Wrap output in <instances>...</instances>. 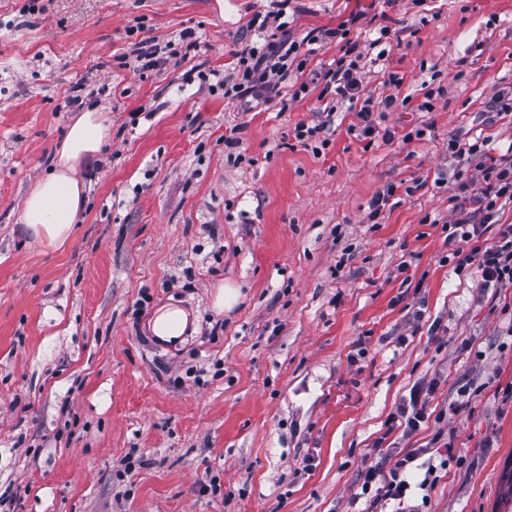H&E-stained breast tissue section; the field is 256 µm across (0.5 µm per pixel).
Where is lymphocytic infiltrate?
<instances>
[{
	"mask_svg": "<svg viewBox=\"0 0 512 512\" xmlns=\"http://www.w3.org/2000/svg\"><path fill=\"white\" fill-rule=\"evenodd\" d=\"M286 9L265 15H255L251 26L265 33L263 46H244L236 51V62L230 74L221 80L225 98L247 104L265 105L279 94V86L288 79L289 71L309 73V81L301 82L297 95H307L310 85L320 86L321 96H333V104L327 105V112H336L338 105H346L355 120L348 126L349 131L360 137L370 138L380 134L382 141H391V131H378L376 109L392 108L395 96L381 100L363 92V73L358 65L362 57L359 42L349 40L346 26L324 30L325 38L342 39L341 54L323 70L310 69L309 53L301 52L300 45L290 38ZM448 149L457 157H469L477 162L481 175L478 188H471L469 182H461L460 190H473V203L496 206L499 199L512 200V157L494 158L479 155L476 145L461 147L458 141H450ZM458 217L454 222L460 231L462 242L468 243V250H455L457 269L477 265L483 287L500 288L512 285V224L501 225L497 240L490 246H480L486 227L478 221L475 212L467 211L464 203L453 206ZM416 453L405 454L390 468L372 466L359 476L360 495L369 499L372 506H394L395 512H419L418 507H406L405 500L415 477L413 463Z\"/></svg>",
	"mask_w": 512,
	"mask_h": 512,
	"instance_id": "lymphocytic-infiltrate-1",
	"label": "lymphocytic infiltrate"
}]
</instances>
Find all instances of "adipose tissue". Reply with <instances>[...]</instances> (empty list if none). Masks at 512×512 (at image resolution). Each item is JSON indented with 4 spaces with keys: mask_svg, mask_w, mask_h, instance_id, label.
Instances as JSON below:
<instances>
[{
    "mask_svg": "<svg viewBox=\"0 0 512 512\" xmlns=\"http://www.w3.org/2000/svg\"><path fill=\"white\" fill-rule=\"evenodd\" d=\"M111 128L110 113L96 108L69 123L52 170L35 181L23 201L20 222L38 243L59 247L71 238L87 202L79 172L100 153Z\"/></svg>",
    "mask_w": 512,
    "mask_h": 512,
    "instance_id": "ef3b65f1",
    "label": "adipose tissue"
}]
</instances>
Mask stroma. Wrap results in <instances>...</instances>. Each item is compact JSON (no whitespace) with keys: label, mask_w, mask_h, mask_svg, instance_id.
I'll return each mask as SVG.
<instances>
[{"label":"stroma","mask_w":512,"mask_h":512,"mask_svg":"<svg viewBox=\"0 0 512 512\" xmlns=\"http://www.w3.org/2000/svg\"><path fill=\"white\" fill-rule=\"evenodd\" d=\"M276 9L0 0V512H364L360 473L438 433L468 463L414 490L423 512H499L512 287L449 259V198L474 165L448 142L512 155V112L487 109L512 92V0H291L292 40L348 20L355 37H400L364 68L374 97L436 93L432 111H387V143L333 113L320 155L292 136L318 122L316 94L247 112L217 84L262 43L251 18ZM144 40L162 59L149 71L132 66ZM314 49L320 68L339 45ZM83 106L111 112L112 138L73 238L48 248L21 206ZM400 182L415 193L370 224L372 198ZM225 286L240 293L229 309ZM168 303L189 316L177 343L149 329ZM430 381V420L388 427Z\"/></svg>","instance_id":"1"}]
</instances>
